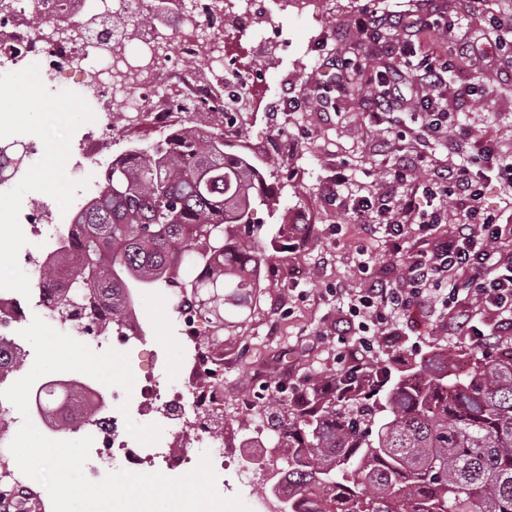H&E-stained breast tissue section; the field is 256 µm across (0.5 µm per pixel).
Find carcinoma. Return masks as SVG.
<instances>
[{"label":"carcinoma","mask_w":512,"mask_h":512,"mask_svg":"<svg viewBox=\"0 0 512 512\" xmlns=\"http://www.w3.org/2000/svg\"><path fill=\"white\" fill-rule=\"evenodd\" d=\"M146 5L113 26L133 33ZM270 206L258 167L224 152V136L183 125L112 160L96 195L76 206L69 281L48 264L37 284L55 288L63 319L118 333L141 291L170 288L181 300L204 290L220 308L244 309L266 260L252 214ZM308 405L273 403L279 447L298 492L319 495L304 511L512 512V345L468 363L434 351L386 385Z\"/></svg>","instance_id":"carcinoma-1"}]
</instances>
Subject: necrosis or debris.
<instances>
[{
    "label": "necrosis or debris",
    "mask_w": 512,
    "mask_h": 512,
    "mask_svg": "<svg viewBox=\"0 0 512 512\" xmlns=\"http://www.w3.org/2000/svg\"><path fill=\"white\" fill-rule=\"evenodd\" d=\"M10 12L0 11V67L24 69L38 66L41 73L61 77L77 73L97 100L96 121L82 131L73 146L76 165L84 162L102 163L112 154L113 141L120 139L123 128L112 124L116 101H123L125 122L146 119L155 132L165 133L186 110L197 117H217V131L232 136L245 119L238 104L247 92L241 80L224 78V47L200 39L198 30L223 25L227 13L237 15L240 26L250 27L258 5L256 0H191L190 11L181 15L176 36L185 53L205 55L211 66L207 75L177 70L169 58L157 55L156 47L167 31L152 25L140 29L134 39L120 31L108 37V48H101L96 37L76 34L81 17L97 12L109 18L133 14L140 0H13ZM39 15L41 28L32 27L28 18ZM28 232L40 241L37 250L27 252L25 265L40 268L59 256V229L44 223L40 208H30L26 216ZM53 316V300L44 289H0V345L14 346L15 330L34 313ZM180 351L177 360L181 384L164 391L156 382L141 385L138 412L150 418L158 400L168 399L170 406H187L199 416L189 431H173L155 449H147L131 440L124 417L116 405L124 400L122 391H105L89 379L49 376L38 378L33 391L48 388L63 391L72 387L89 402L90 409L78 427L82 436L93 439L95 451L84 467L86 477L99 481L106 474L124 469L141 472L149 455L161 456L169 469H176L186 460L185 449L190 442H204L213 462L240 454V446H227L223 439L213 437V427L205 413L224 402V358L202 346L196 336L195 318L189 313L180 317Z\"/></svg>",
    "instance_id": "necrosis-or-debris-1"
}]
</instances>
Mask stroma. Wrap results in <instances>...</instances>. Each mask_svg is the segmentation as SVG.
Instances as JSON below:
<instances>
[{
    "label": "stroma",
    "mask_w": 512,
    "mask_h": 512,
    "mask_svg": "<svg viewBox=\"0 0 512 512\" xmlns=\"http://www.w3.org/2000/svg\"><path fill=\"white\" fill-rule=\"evenodd\" d=\"M262 29L266 49L256 54L250 32L225 21L213 31L223 41L235 69L249 82L255 105L240 135L262 146L287 143L288 151L257 157L265 180L278 200L275 210L258 207L254 217L263 226L262 241L268 259L261 267L262 286L243 313L216 331L204 323L201 340L224 353V434L232 436L247 419L243 406L254 395L275 398L272 380L292 386L326 370H338L347 346L336 334L337 319L346 306L337 303L336 287L360 290L367 278L359 271L357 228L351 218L333 206L325 185L337 167L349 165L357 187L387 192L388 185L372 148L384 142L389 157L406 151L423 152L434 162H453V155L436 142L399 141L395 134L372 126L366 110L372 94L359 85L349 96H337L333 75L322 68L323 58L341 54L367 62L366 39L354 27L358 17L392 18L444 12L457 20L453 35L471 47L461 59L466 70L479 76L492 97H473L461 103L457 80H449L441 94L448 111L460 113L470 130L495 137L512 153V65L494 61L485 48L495 34L487 13H512V0H486L477 12L469 0H316L298 11L294 0H266ZM304 100L302 112H284L283 97ZM96 106L78 77L48 78L37 67L25 71L0 68V141L33 142L38 150L29 161L25 180L0 195V255L32 247L20 224V214L32 205L48 206L67 218L71 206L82 200L83 186H94L99 166L73 169L74 138L94 120ZM283 224L296 232L282 238ZM173 294L151 288L136 299L148 319L149 340L141 354L143 371L151 370L152 349L178 351L179 322L172 307ZM396 332L378 337L374 357L391 371L405 370L435 349L451 354H489L473 339L449 335L428 309L412 307L395 322Z\"/></svg>",
    "instance_id": "1"
}]
</instances>
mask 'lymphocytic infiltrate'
<instances>
[{
    "label": "lymphocytic infiltrate",
    "instance_id": "lymphocytic-infiltrate-1",
    "mask_svg": "<svg viewBox=\"0 0 512 512\" xmlns=\"http://www.w3.org/2000/svg\"><path fill=\"white\" fill-rule=\"evenodd\" d=\"M464 52L461 45L423 52L417 64L422 90L410 101L402 93L399 71L364 68L367 81L388 89L387 96L374 99L367 113L369 122L406 137L394 109L409 101L420 114L423 137L454 148L467 132L458 128L433 92ZM474 144V151L436 167L433 179L424 184L416 178L427 162L420 153L395 161L380 158L388 193L354 194L343 167L327 184V191L358 224L361 242H371L381 231L394 240L392 255L401 273L393 280L369 274L368 287L355 293L337 289V298L347 299L349 313L338 332L353 342L346 354V386L339 388L328 380L321 386L324 393L346 397L374 382L381 373L369 361L375 333L416 305L441 306L454 336L489 341L512 335V252L502 248L504 241L512 239V224L503 222L502 211L486 203L487 190L493 185L502 195H512V154L503 152L490 137L475 138ZM422 196L431 200L430 208L420 207ZM452 212L457 215L456 224L449 225V232H441V224ZM415 233L422 243L412 247L408 241Z\"/></svg>",
    "mask_w": 512,
    "mask_h": 512
}]
</instances>
